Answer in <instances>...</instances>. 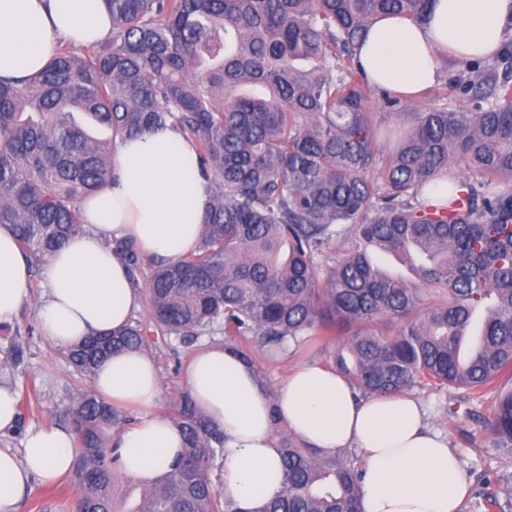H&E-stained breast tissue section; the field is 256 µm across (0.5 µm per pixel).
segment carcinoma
Listing matches in <instances>:
<instances>
[{
  "mask_svg": "<svg viewBox=\"0 0 512 512\" xmlns=\"http://www.w3.org/2000/svg\"><path fill=\"white\" fill-rule=\"evenodd\" d=\"M432 0H104L112 35L62 48L19 84L0 79V226L42 264L85 231L81 202L112 185V143L176 127L194 142L211 204L196 248L175 261L128 238L107 246L145 290L133 317L66 353L79 376L150 340L219 331L271 392L267 360L314 336H345L328 363L362 396L421 385L494 394L484 452L512 463V51L458 62L441 88L473 110L414 113L381 154L357 48L380 16L425 18ZM378 169V177L368 173ZM442 179L445 205L425 189ZM345 251L335 259L333 239ZM378 250L411 264L403 280ZM481 314L479 347L461 342ZM184 448L149 485H121L113 434L126 411L75 388L74 512H242L224 498V432L187 390L167 404ZM283 490L258 512H361L347 450L278 442ZM512 500V476L483 493Z\"/></svg>",
  "mask_w": 512,
  "mask_h": 512,
  "instance_id": "cac0c4a2",
  "label": "carcinoma"
}]
</instances>
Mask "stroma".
Returning <instances> with one entry per match:
<instances>
[{"instance_id": "stroma-1", "label": "stroma", "mask_w": 512, "mask_h": 512, "mask_svg": "<svg viewBox=\"0 0 512 512\" xmlns=\"http://www.w3.org/2000/svg\"><path fill=\"white\" fill-rule=\"evenodd\" d=\"M368 104L377 117L382 149H389L394 136L411 123L412 113L425 109H473L475 102L467 96L448 98L438 95L436 90L413 101L407 107L389 109L383 107L378 94H370ZM48 298V287L42 267H35L30 275L28 293L18 317L12 324L24 344L25 362L15 370L11 383L17 396L22 397L24 423L21 430L0 433V448L21 451L27 430L67 427L63 409L72 389L93 390L92 379L74 375L60 350L54 349L43 336L38 315ZM222 333L206 334L191 343L170 339L156 343L150 356L160 378V396L152 406L153 414L165 415L168 400L176 391L185 389L188 365L205 345L223 341ZM340 336L329 337L323 345H311L299 354L277 362H263L262 367L271 387H278L299 365L308 363L326 364L328 353L343 344ZM425 410L428 427L447 437L450 448L462 455L469 491L461 506V512H476L478 494L483 489V474L497 471L512 474V465L487 459L479 450L486 444L479 421L491 413L490 402L466 401L463 391H436L430 387H414L411 391ZM472 433L470 440H463L462 430ZM76 489L69 479L54 484L43 483L31 477L26 491L16 506V512H70V504Z\"/></svg>"}]
</instances>
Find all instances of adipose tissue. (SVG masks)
Wrapping results in <instances>:
<instances>
[{
    "label": "adipose tissue",
    "mask_w": 512,
    "mask_h": 512,
    "mask_svg": "<svg viewBox=\"0 0 512 512\" xmlns=\"http://www.w3.org/2000/svg\"><path fill=\"white\" fill-rule=\"evenodd\" d=\"M512 28V0H434L418 23L379 18L360 42L357 60L371 86L413 98L440 77V57L490 58ZM103 0H0V78L19 80L43 68L61 42L88 46L107 39ZM111 188L82 202L89 231L46 263L50 293L39 314L50 345L67 350L88 336L117 329L141 309L120 258L106 240L130 238L150 257L175 260L197 244L210 202L192 141L173 128L116 141ZM29 265L13 234L0 228V325L11 324L27 295ZM94 388L120 405H152L160 392L153 361L124 351L96 372ZM188 391L224 431L221 491L259 508L282 490V462L272 435L280 417L309 447L363 456L362 512H458L468 486L447 440L426 428L412 398H357L340 373L307 365L268 397L251 368L223 345L198 352ZM126 474L149 483L180 457L183 437L169 419L147 416L117 436ZM77 449L62 429L28 432L21 454L0 449V512H15L31 476L50 483L73 470Z\"/></svg>",
    "instance_id": "obj_1"
}]
</instances>
